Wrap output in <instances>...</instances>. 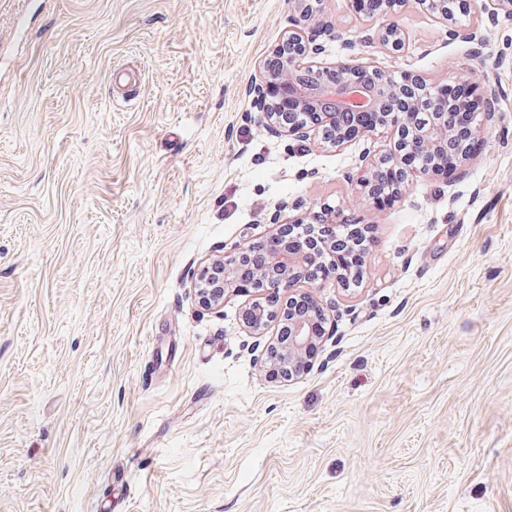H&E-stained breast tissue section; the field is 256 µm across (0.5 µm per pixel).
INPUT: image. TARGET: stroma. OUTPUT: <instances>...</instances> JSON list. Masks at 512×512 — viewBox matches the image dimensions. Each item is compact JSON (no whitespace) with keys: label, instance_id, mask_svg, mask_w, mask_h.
<instances>
[{"label":"stroma","instance_id":"1","mask_svg":"<svg viewBox=\"0 0 512 512\" xmlns=\"http://www.w3.org/2000/svg\"><path fill=\"white\" fill-rule=\"evenodd\" d=\"M288 0H0V512H512V16L437 19L359 61L498 87L463 173L384 209L363 152L245 120ZM319 18L348 39L352 0ZM478 26L482 54L450 32ZM139 72L136 80L125 79ZM368 225L363 277L302 280L336 342L261 368L250 294L201 312L200 262L280 201Z\"/></svg>","mask_w":512,"mask_h":512}]
</instances>
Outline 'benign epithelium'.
Wrapping results in <instances>:
<instances>
[{"instance_id": "benign-epithelium-1", "label": "benign epithelium", "mask_w": 512, "mask_h": 512, "mask_svg": "<svg viewBox=\"0 0 512 512\" xmlns=\"http://www.w3.org/2000/svg\"><path fill=\"white\" fill-rule=\"evenodd\" d=\"M322 0H288L289 17L293 21L288 35L275 46L259 63V78L249 88L250 105L254 118L268 127L278 128L298 141L311 137L314 128L321 129V137L331 146L339 147L351 142L371 138L381 130L394 134V150L382 155L360 180L365 191H370L376 169L383 164L398 165L402 168L403 180L410 173L424 176L446 175L458 171L472 156L473 148L481 147L483 133L474 127L464 140L455 136L453 125L448 123V113L436 112L427 126L417 120L414 107L418 87L422 80L406 76L400 84H390V75L376 69L370 70V78L362 81L356 78L361 68L340 59L333 66H323L309 60V55L321 50L317 40L324 35L341 43L342 49L352 52L355 47H369L375 42L390 46L399 51L402 29L395 21L405 0H370L369 16L380 20L372 33L360 36L359 42L343 37L328 25L316 22V12ZM456 0H427V6L443 20L454 13ZM451 36L464 43L483 47L484 42L478 28L469 27L451 32ZM282 86L294 101L298 112L286 121L280 106L273 96V86ZM475 99L484 111H495L498 89L490 86H471ZM408 96V107L399 110L394 107V97ZM382 112L386 115L380 125H360L344 132L336 131L335 115L338 112ZM336 208L322 205L319 209L308 208L291 224L314 230L307 239L298 240L293 245L286 243L263 250V261L257 275L258 286L263 291L276 296L290 292L288 300L274 312L260 299L246 305L251 313L248 327L257 335H264L267 323L272 318L284 322V329L278 331L275 341L265 350V362H272L281 369V379L291 382L295 377L310 368L311 357L318 346L326 342L316 330L317 323L329 320L328 308L311 296H305L306 306L301 308L296 300L302 294L291 290L300 282L303 265L302 256H307L311 264L321 261V250L303 252L314 241H320L328 250L336 249V231L341 225L336 223ZM244 252H237L225 259H214L205 263L195 281L201 309L219 312L224 307L225 298L240 291L237 279V266Z\"/></svg>"}]
</instances>
